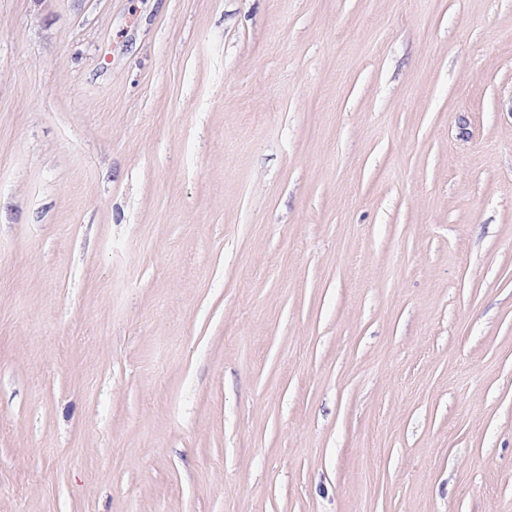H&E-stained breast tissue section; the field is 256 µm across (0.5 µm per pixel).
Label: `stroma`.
<instances>
[{
	"instance_id": "35a3bbf8",
	"label": "stroma",
	"mask_w": 512,
	"mask_h": 512,
	"mask_svg": "<svg viewBox=\"0 0 512 512\" xmlns=\"http://www.w3.org/2000/svg\"><path fill=\"white\" fill-rule=\"evenodd\" d=\"M0 512H512V0H0Z\"/></svg>"
}]
</instances>
